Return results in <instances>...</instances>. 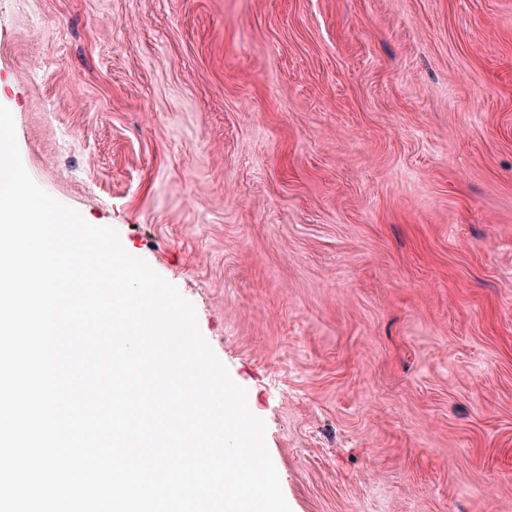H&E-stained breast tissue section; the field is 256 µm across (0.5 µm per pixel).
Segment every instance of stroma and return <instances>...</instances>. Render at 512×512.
<instances>
[{
	"label": "stroma",
	"mask_w": 512,
	"mask_h": 512,
	"mask_svg": "<svg viewBox=\"0 0 512 512\" xmlns=\"http://www.w3.org/2000/svg\"><path fill=\"white\" fill-rule=\"evenodd\" d=\"M0 105L291 512H512V0H0Z\"/></svg>",
	"instance_id": "stroma-1"
}]
</instances>
